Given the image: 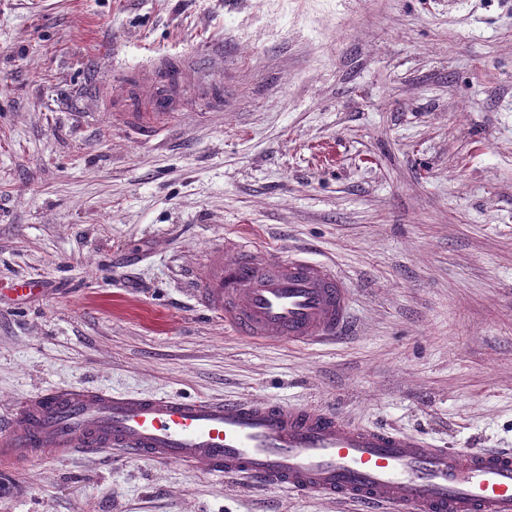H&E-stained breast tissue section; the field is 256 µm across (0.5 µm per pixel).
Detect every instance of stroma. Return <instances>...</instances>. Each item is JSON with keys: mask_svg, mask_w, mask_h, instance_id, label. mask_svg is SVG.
Listing matches in <instances>:
<instances>
[{"mask_svg": "<svg viewBox=\"0 0 512 512\" xmlns=\"http://www.w3.org/2000/svg\"><path fill=\"white\" fill-rule=\"evenodd\" d=\"M220 51L150 140L104 79ZM352 288L336 342L194 299L225 237ZM0 414L50 386L322 403L512 448V0H0ZM0 512H362L115 453L0 469Z\"/></svg>", "mask_w": 512, "mask_h": 512, "instance_id": "obj_1", "label": "stroma"}]
</instances>
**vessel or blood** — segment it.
I'll return each mask as SVG.
<instances>
[{
  "instance_id": "b4317fda",
  "label": "vessel or blood",
  "mask_w": 512,
  "mask_h": 512,
  "mask_svg": "<svg viewBox=\"0 0 512 512\" xmlns=\"http://www.w3.org/2000/svg\"><path fill=\"white\" fill-rule=\"evenodd\" d=\"M223 68L217 54L159 58L134 76L137 88L152 92L150 111H140L120 82L110 88L115 116L155 136L176 112L184 79ZM196 293L225 327L254 343H325L353 325L351 291L330 264L298 254L275 260L247 241L212 247ZM110 450L397 512H512V448L450 451L401 431L353 425L322 404L65 385L16 401L0 418L4 469Z\"/></svg>"
}]
</instances>
